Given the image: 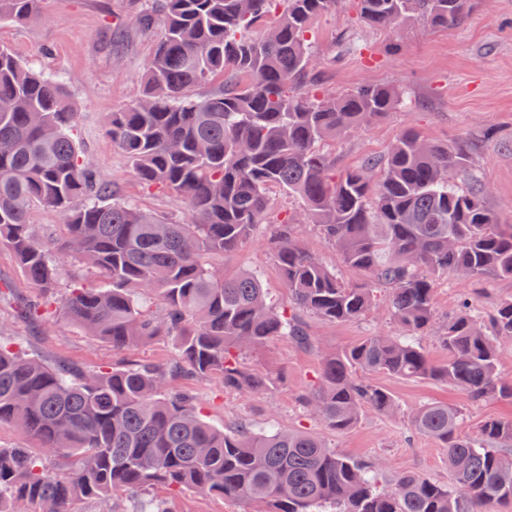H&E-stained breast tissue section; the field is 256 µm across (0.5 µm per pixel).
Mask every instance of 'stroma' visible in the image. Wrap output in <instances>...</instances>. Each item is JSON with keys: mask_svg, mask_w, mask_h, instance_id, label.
Returning a JSON list of instances; mask_svg holds the SVG:
<instances>
[{"mask_svg": "<svg viewBox=\"0 0 512 512\" xmlns=\"http://www.w3.org/2000/svg\"><path fill=\"white\" fill-rule=\"evenodd\" d=\"M152 0H43L42 18L28 24L0 22V46L43 72L62 76L77 114L74 137L101 178L119 195L159 213L182 215L184 203L169 194L144 188L126 157L113 149L105 133L111 113L134 102L143 91V74L161 38L160 28L142 32L129 25L134 7ZM124 41L112 46L111 37ZM313 63L310 88L321 97L339 96L367 84H385L397 95L394 108L366 128L330 143L337 170L359 165L367 156L384 157L400 132L414 127L439 144L468 140L476 185L487 188L486 202L501 223L512 224V0H475L459 25L433 29L409 18L388 28L359 20L358 0H337L332 12L311 26ZM265 228L225 254L228 272H259L277 309L288 306V292L266 244ZM14 295L0 298V337L20 344L50 363L89 371L124 368L150 362L165 364L172 346L163 337L124 350L89 336L61 315L32 324L16 317L14 297L34 296L7 249H0V284ZM471 296L482 315L512 298V280L476 283L441 276L434 291L439 315L452 313L463 296ZM316 351L297 348L288 337L273 338L250 362L283 375L284 381L265 395L225 390L221 380L172 381V389L193 392L207 421L229 427L246 419L262 428L312 432L339 452L369 463L381 462L378 484L391 488L407 472L440 482L450 480L448 451L441 444L410 434V415L437 401L458 409L463 429L477 435L483 421L512 417V400L472 401L461 389L431 380H408L382 372L367 373L373 384L389 390L398 410L392 415L364 412L356 426L336 433L312 417L302 398L318 383L319 352H339L370 333L399 335L385 299L366 319L345 323L311 320ZM175 512H255L251 502L220 495L183 492L173 498Z\"/></svg>", "mask_w": 512, "mask_h": 512, "instance_id": "obj_1", "label": "stroma"}]
</instances>
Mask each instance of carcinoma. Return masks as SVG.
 <instances>
[{
  "instance_id": "cac0c4a2",
  "label": "carcinoma",
  "mask_w": 512,
  "mask_h": 512,
  "mask_svg": "<svg viewBox=\"0 0 512 512\" xmlns=\"http://www.w3.org/2000/svg\"><path fill=\"white\" fill-rule=\"evenodd\" d=\"M336 0H155L131 13L139 30L160 21L163 37L147 64L140 100L111 113L107 134L148 189L178 196L177 220L146 211L102 182L72 135L75 112L63 82L0 48V247L14 256L39 297L17 317L49 321L48 304L89 335L126 349L170 338L162 366L80 371L48 365L0 341V424L39 442L0 447V512L26 504L37 512H75L89 500L114 509L131 490L176 494L194 489L260 502L264 512H496L512 500V419H488L477 436L461 414L426 403L412 430L448 448L451 483L403 474L378 487L380 463L364 464L303 430L257 429L241 421L210 425L178 376L219 378L227 391L264 394L282 377L245 362L268 339L286 336L311 349L300 320L362 319L386 300L400 336L372 334L341 354L321 358L317 386L303 398L333 432L355 426L364 410H395L392 394L355 378L357 370L430 379L473 400L512 399L497 372L498 339L512 338V299L483 317L465 299L442 325L434 318L438 277L512 280V224L500 222L486 190L463 189L469 145L427 141L405 129L383 159L336 172L320 144L385 116L396 94L364 85L320 98L304 90L312 67L308 33ZM472 0H358L362 21L387 28L418 16L431 27L462 23ZM41 0H0V21L34 22ZM216 82L208 95L190 88ZM278 190L298 198L303 215L272 210ZM64 217L39 239L35 205ZM318 227L369 283L349 285L298 237ZM273 227L268 247L291 309L267 300L263 280L224 272L221 258L245 245L260 225ZM75 259L97 274H78L61 289ZM434 334L448 352L436 364L418 337Z\"/></svg>"
}]
</instances>
